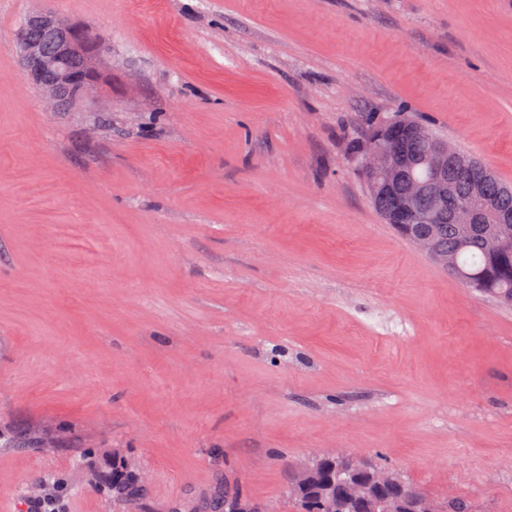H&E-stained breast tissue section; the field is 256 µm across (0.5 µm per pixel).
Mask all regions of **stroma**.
<instances>
[{
	"mask_svg": "<svg viewBox=\"0 0 512 512\" xmlns=\"http://www.w3.org/2000/svg\"><path fill=\"white\" fill-rule=\"evenodd\" d=\"M39 10L108 42L75 111L10 48ZM402 109L512 185V0H0V505L294 512L343 455L512 512V306L345 151Z\"/></svg>",
	"mask_w": 512,
	"mask_h": 512,
	"instance_id": "stroma-1",
	"label": "stroma"
}]
</instances>
